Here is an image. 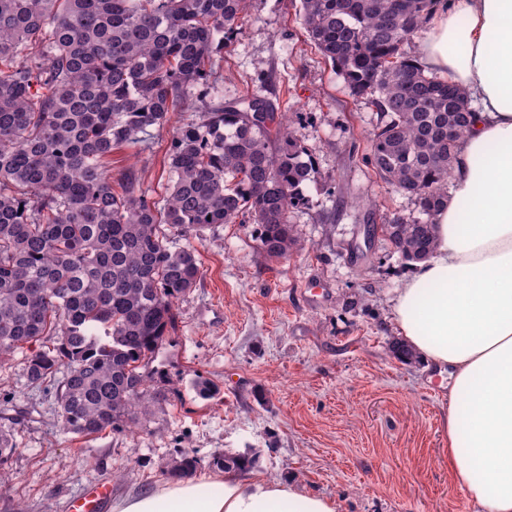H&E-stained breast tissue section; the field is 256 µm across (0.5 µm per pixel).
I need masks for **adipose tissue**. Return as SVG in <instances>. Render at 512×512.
Wrapping results in <instances>:
<instances>
[{"instance_id": "1", "label": "adipose tissue", "mask_w": 512, "mask_h": 512, "mask_svg": "<svg viewBox=\"0 0 512 512\" xmlns=\"http://www.w3.org/2000/svg\"><path fill=\"white\" fill-rule=\"evenodd\" d=\"M422 64L469 95L436 247L399 288L401 336L449 371L448 468L476 512H512V0H437ZM112 512H337L292 483L227 472L117 498Z\"/></svg>"}]
</instances>
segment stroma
I'll return each mask as SVG.
<instances>
[{
	"label": "stroma",
	"mask_w": 512,
	"mask_h": 512,
	"mask_svg": "<svg viewBox=\"0 0 512 512\" xmlns=\"http://www.w3.org/2000/svg\"><path fill=\"white\" fill-rule=\"evenodd\" d=\"M299 8L253 0L224 49L218 94L265 95L296 128L317 170L291 214L305 250L271 261L252 224L206 230L201 278L150 366L164 398L128 430L66 431L55 386L27 380L37 345L0 362V430L16 443L0 512H66L103 479L116 497L154 489L185 450L200 461L197 477H218L216 453H244L256 459L252 475L324 495L338 512H476L448 470L447 376L394 352L403 338L392 308L413 266L383 235L365 238L366 225L418 207L368 164L377 112L310 44ZM186 118L172 113L146 146L114 151L113 173L135 167L143 190L162 197Z\"/></svg>",
	"instance_id": "obj_1"
}]
</instances>
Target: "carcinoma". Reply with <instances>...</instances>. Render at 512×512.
Here are the masks:
<instances>
[{"instance_id":"carcinoma-1","label":"carcinoma","mask_w":512,"mask_h":512,"mask_svg":"<svg viewBox=\"0 0 512 512\" xmlns=\"http://www.w3.org/2000/svg\"><path fill=\"white\" fill-rule=\"evenodd\" d=\"M252 0H0V360L31 343V382L67 373L56 395L77 435L121 431L157 400L149 365L175 304L201 276L184 242L248 219L270 260L303 250L291 212L317 171L286 113L246 96L206 101L224 40ZM433 0H301L308 40L379 120L368 161L422 217L372 225L406 261L435 247L468 94L425 72L404 45ZM203 89L193 98L191 91ZM169 187L150 197L107 160L179 110ZM455 135L448 139V125ZM255 458L213 459L224 470ZM183 451L175 467L197 466Z\"/></svg>"}]
</instances>
